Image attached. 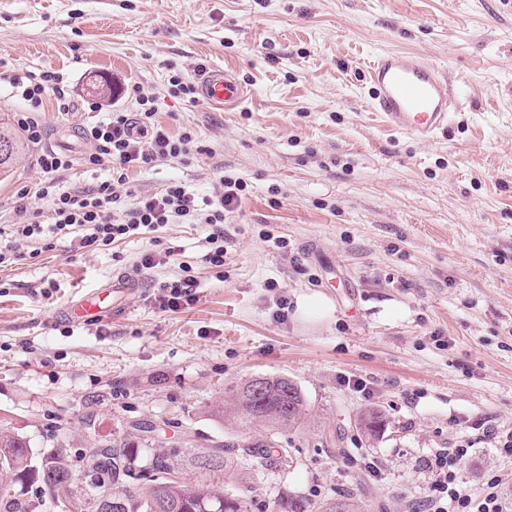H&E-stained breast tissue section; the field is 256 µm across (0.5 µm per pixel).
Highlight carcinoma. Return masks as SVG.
<instances>
[{"label":"carcinoma","instance_id":"1","mask_svg":"<svg viewBox=\"0 0 512 512\" xmlns=\"http://www.w3.org/2000/svg\"><path fill=\"white\" fill-rule=\"evenodd\" d=\"M23 149L20 138L9 128L0 125V177L9 176ZM260 391L254 390V380L240 386L233 395L234 412L252 422L271 427H294L302 421L307 401L298 385L284 376H272L263 381ZM360 430L377 436L380 416L364 414L358 422ZM237 449L236 457L226 456V449ZM138 449L131 442L120 439L88 456L91 483L76 486L68 460L59 453L44 455L37 465L32 464L25 442L0 434V509L3 512H40L38 501L21 502L16 485L26 481L39 482L56 488L68 498L69 512H248L247 502L240 495L214 483L198 486L186 484L180 466L170 454L159 451L154 455L148 473L135 469ZM257 476L273 465L282 463L280 449L265 437L256 441L228 442L212 453L191 457L194 468L204 473L222 471L235 463ZM109 487L122 485L119 493H111L110 501L98 495L99 484ZM273 512H361L357 502L345 495L317 505L294 499L282 498L275 502Z\"/></svg>","mask_w":512,"mask_h":512}]
</instances>
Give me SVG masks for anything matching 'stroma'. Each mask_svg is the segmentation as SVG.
<instances>
[{
    "label": "stroma",
    "mask_w": 512,
    "mask_h": 512,
    "mask_svg": "<svg viewBox=\"0 0 512 512\" xmlns=\"http://www.w3.org/2000/svg\"><path fill=\"white\" fill-rule=\"evenodd\" d=\"M389 49L422 55L460 88L433 142L385 127L366 102L365 64ZM0 58L71 84L69 114H40L54 149L95 123L85 100L127 108L118 83L139 84L172 133L194 128L210 147L129 172L136 193L179 181L206 197L223 174L243 183L223 266L206 260L209 225L177 223L108 250L62 237L0 268V432L33 463L63 454L81 480L82 449L117 436L146 468L157 447L203 455L269 434L288 465L255 480L188 466L185 482L232 488L249 512L339 494L362 512H405L431 482L428 459L467 444L463 481L498 477L512 498V460L475 428L512 430V0H0ZM200 64L233 67L244 104L171 96V72ZM36 152L26 145L0 181L2 229L18 220V190L42 178ZM170 246L174 261L138 269ZM134 269L146 286L122 318L58 317L74 294ZM185 276L196 302L160 309L159 284ZM311 292L328 318L297 316ZM264 375L302 389L299 426L271 434L221 415ZM368 412L384 422L374 438L358 429Z\"/></svg>",
    "instance_id": "1"
}]
</instances>
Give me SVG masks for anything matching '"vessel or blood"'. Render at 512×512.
Returning a JSON list of instances; mask_svg holds the SVG:
<instances>
[{
    "instance_id": "1",
    "label": "vessel or blood",
    "mask_w": 512,
    "mask_h": 512,
    "mask_svg": "<svg viewBox=\"0 0 512 512\" xmlns=\"http://www.w3.org/2000/svg\"><path fill=\"white\" fill-rule=\"evenodd\" d=\"M366 72L369 106L383 124L421 142L434 140L447 128L457 99L436 65L415 53L386 51L368 62ZM198 92L203 102L226 111L241 106L248 96L232 70L215 66L200 75ZM139 291V277L121 272L94 291L76 295L62 314L71 322L116 318L126 300Z\"/></svg>"
}]
</instances>
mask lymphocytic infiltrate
<instances>
[{
  "instance_id": "1",
  "label": "lymphocytic infiltrate",
  "mask_w": 512,
  "mask_h": 512,
  "mask_svg": "<svg viewBox=\"0 0 512 512\" xmlns=\"http://www.w3.org/2000/svg\"><path fill=\"white\" fill-rule=\"evenodd\" d=\"M7 81L22 102L14 121L27 140L39 146L36 163L45 178L18 191L17 211L22 220L9 230L7 242L0 244V267L18 260L17 246L23 241L48 251L53 237L69 236L79 248L105 250L129 237L157 231L179 217L211 226L208 260L212 266H223L224 219L239 207L241 181L220 177L212 195L202 200L174 181L161 192L137 197L130 208L124 207L118 192L128 171H148L163 159L184 161L208 153V146L200 142L194 129L185 127L171 133L157 121L152 98L136 84L121 88L123 97L136 101V111L106 112L101 103L89 102V110L102 112L103 118L88 134L90 149L83 162L90 168H107L111 177L85 190H71L61 186L58 176L72 169L73 158L43 147L44 130L38 117L49 98L61 114L72 110L71 93L62 75L52 69L27 71L8 75ZM36 200L48 203V213L33 209ZM468 454L463 445L435 454L428 462L433 480L423 500L410 512H512V502L503 495L499 479H487L475 492L464 486L460 472Z\"/></svg>"
}]
</instances>
